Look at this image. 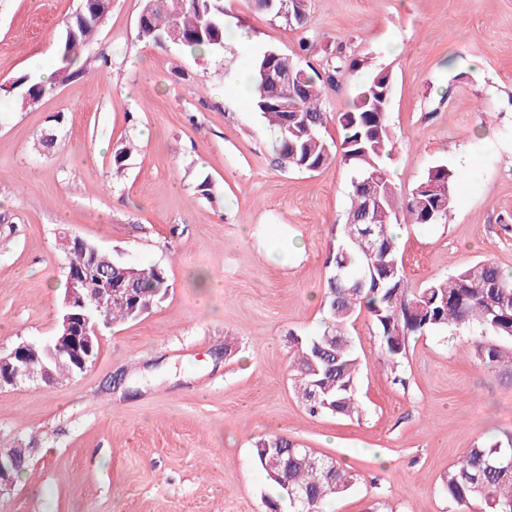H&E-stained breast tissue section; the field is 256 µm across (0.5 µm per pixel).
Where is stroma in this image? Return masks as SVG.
Instances as JSON below:
<instances>
[{
    "mask_svg": "<svg viewBox=\"0 0 512 512\" xmlns=\"http://www.w3.org/2000/svg\"><path fill=\"white\" fill-rule=\"evenodd\" d=\"M79 5L0 0V353L53 334L62 237L164 267L169 290L102 329L83 373L0 389V448L30 451L0 512H265L275 491L251 448L269 434L359 473L332 512H458L442 478L477 441L512 432V377L452 332L414 337L395 384L363 313L351 330L361 416L308 414L290 338L325 316L350 173L337 161L280 167L235 76L268 48L321 72L340 53L390 70L388 166L401 193L435 164L474 159L445 223L399 226L405 277L417 288L482 258L511 273L512 0H309L304 28L224 0L253 47L228 42L205 60L144 44L143 0H112L87 77L15 107L2 84L55 64ZM394 40L400 52L386 55ZM58 115L54 151H38ZM199 273L212 288H196Z\"/></svg>",
    "mask_w": 512,
    "mask_h": 512,
    "instance_id": "35a3bbf8",
    "label": "stroma"
}]
</instances>
